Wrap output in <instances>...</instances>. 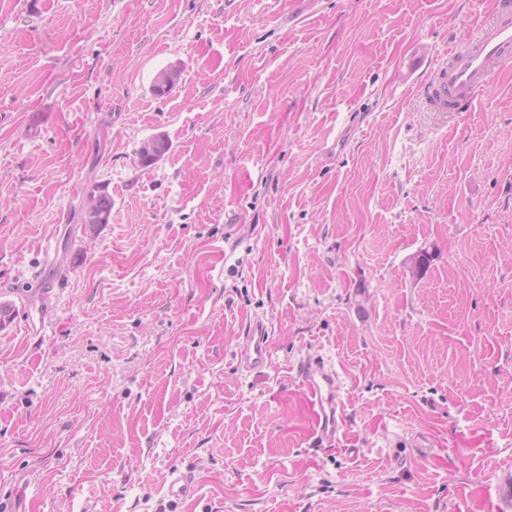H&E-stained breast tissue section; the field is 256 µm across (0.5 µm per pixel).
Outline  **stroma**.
Segmentation results:
<instances>
[{
  "mask_svg": "<svg viewBox=\"0 0 512 512\" xmlns=\"http://www.w3.org/2000/svg\"><path fill=\"white\" fill-rule=\"evenodd\" d=\"M494 2L0 0V512H512V63L418 95ZM170 149V142L165 135L153 136L144 142L137 151L141 165L149 166L161 159ZM112 198L101 186H94L87 195L84 223L90 230L109 223ZM269 337V328L263 319H249L239 345V365L246 369L266 366L271 358ZM300 377L305 393L316 410V439L327 443L335 442L342 418L337 401V372L332 366L323 363H304L300 369Z\"/></svg>",
  "mask_w": 512,
  "mask_h": 512,
  "instance_id": "35a3bbf8",
  "label": "stroma"
}]
</instances>
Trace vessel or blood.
Instances as JSON below:
<instances>
[{
	"label": "vessel or blood",
	"instance_id": "obj_1",
	"mask_svg": "<svg viewBox=\"0 0 512 512\" xmlns=\"http://www.w3.org/2000/svg\"><path fill=\"white\" fill-rule=\"evenodd\" d=\"M512 61V0H500L493 20L466 43L453 48L422 88L427 105L438 112H456L472 103L489 83L495 66ZM271 358L269 328L260 318L247 322L239 345L241 367L266 366ZM300 377L316 410L314 435L335 442L342 414L337 401L339 377L333 367L303 364Z\"/></svg>",
	"mask_w": 512,
	"mask_h": 512
}]
</instances>
